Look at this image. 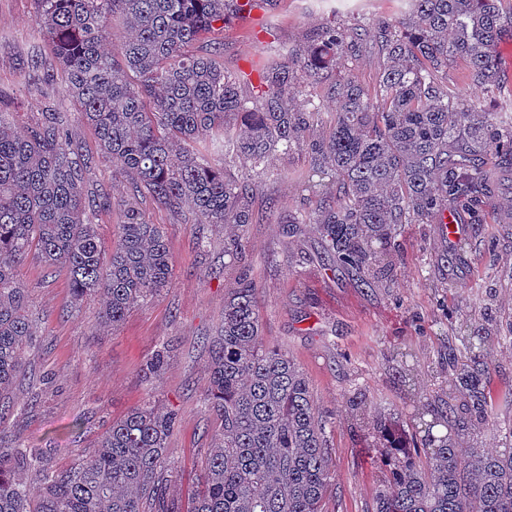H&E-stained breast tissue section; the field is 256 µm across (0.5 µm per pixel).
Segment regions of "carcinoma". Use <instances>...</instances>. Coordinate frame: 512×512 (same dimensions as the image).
Listing matches in <instances>:
<instances>
[{
	"label": "carcinoma",
	"mask_w": 512,
	"mask_h": 512,
	"mask_svg": "<svg viewBox=\"0 0 512 512\" xmlns=\"http://www.w3.org/2000/svg\"><path fill=\"white\" fill-rule=\"evenodd\" d=\"M272 2L35 0L77 119L93 129L97 155L135 190L120 203L125 220L107 251L95 224L101 202L87 190L97 155L73 139L71 113L48 92L26 125L0 111V428L15 413L10 395L37 341L20 266L32 255L66 271L75 302L100 300L101 326L117 327L172 274L164 228L146 219L144 199L223 227L224 254L237 259L252 222L254 176L274 155L304 151L302 180L315 207L288 216V234H313L369 287L393 272L402 225L442 224L448 207L464 204L477 232L483 208L512 190V115L487 112L446 84L448 65L460 62L475 86L498 88L512 0H405L399 21L327 19L269 60L245 92L220 48L200 54L197 44L224 32L238 9ZM115 17L126 36L112 48ZM372 52L380 69L370 89L353 71ZM484 336L475 326L460 337L467 364L450 384L481 420ZM167 356L162 343L145 377L158 375ZM204 404L218 429L188 501L170 495L162 477L176 416L148 400L65 469L49 465L47 449L0 435V512H322L326 424L303 371L264 345L251 282L224 296ZM427 414L424 454L398 422L377 419L373 438L388 474L372 512H512V448H472L464 457L454 406Z\"/></svg>",
	"instance_id": "1"
}]
</instances>
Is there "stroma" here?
<instances>
[{
	"label": "stroma",
	"instance_id": "35a3bbf8",
	"mask_svg": "<svg viewBox=\"0 0 512 512\" xmlns=\"http://www.w3.org/2000/svg\"><path fill=\"white\" fill-rule=\"evenodd\" d=\"M314 0H276L274 8L246 18L228 17L218 40L224 67L238 74L260 68L303 33L328 18ZM33 0H0V106L22 101L28 119L41 105L40 87L28 78L33 50L46 46ZM271 175L259 177L253 222L242 262L224 257V233L210 228L206 248L197 228L182 216L144 201L146 218L165 228L173 277L157 298L132 309L116 329L101 327L98 300L74 304L65 271L47 273L27 258L21 278L28 310L40 340L27 348L28 379L11 399L21 412L7 423L14 442L49 451L54 467L70 466L112 421L151 400L176 415L168 438L172 489L193 492L216 428L203 406L209 352L224 314V295L247 275L257 287L258 313L267 346L287 352L304 372L314 401L328 418L332 478L325 512H372L373 496L385 477L373 446L371 422L392 415L414 439L426 407L452 399L465 423L466 446L506 448L512 428V344L500 328L512 322V279L494 278L493 268L512 267V224L489 211L483 238L463 227L457 241L434 225L408 224L398 238L395 276L357 287L344 268L328 271L314 236L289 235V212L308 207L301 181L308 170L303 153L279 154ZM108 206L97 216L99 234L112 244L123 213L118 203L133 193L130 181L113 180L112 165L98 162L91 175ZM277 211H269V201ZM223 276H215L217 268ZM492 324L485 338L483 383L491 418L469 413L467 395L450 394L453 367L465 361L459 338L470 326ZM169 356L153 379L143 368L160 341Z\"/></svg>",
	"mask_w": 512,
	"mask_h": 512
}]
</instances>
